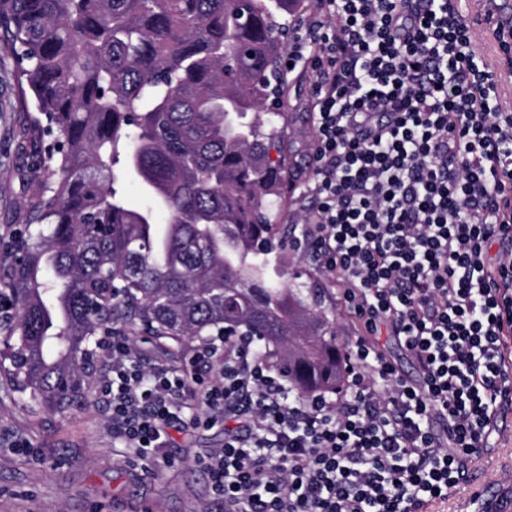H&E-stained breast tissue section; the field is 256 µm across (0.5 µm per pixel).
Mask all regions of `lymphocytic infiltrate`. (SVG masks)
<instances>
[{
  "label": "lymphocytic infiltrate",
  "instance_id": "lymphocytic-infiltrate-1",
  "mask_svg": "<svg viewBox=\"0 0 512 512\" xmlns=\"http://www.w3.org/2000/svg\"><path fill=\"white\" fill-rule=\"evenodd\" d=\"M288 60L314 125L301 245L360 328L344 394L293 399L245 342L147 372L123 336L96 393L141 461L167 459L173 424L224 421L197 459L224 512H426L512 405V113L453 0H316ZM385 326L418 380L376 344Z\"/></svg>",
  "mask_w": 512,
  "mask_h": 512
}]
</instances>
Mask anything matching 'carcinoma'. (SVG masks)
<instances>
[{
    "label": "carcinoma",
    "instance_id": "carcinoma-1",
    "mask_svg": "<svg viewBox=\"0 0 512 512\" xmlns=\"http://www.w3.org/2000/svg\"><path fill=\"white\" fill-rule=\"evenodd\" d=\"M0 0L33 185L0 274V390L34 419L89 403L95 337L257 341L302 398L343 386L335 310L270 274L289 243L273 110L312 0ZM122 166L148 198L114 187Z\"/></svg>",
    "mask_w": 512,
    "mask_h": 512
}]
</instances>
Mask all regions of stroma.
Wrapping results in <instances>:
<instances>
[{
    "mask_svg": "<svg viewBox=\"0 0 512 512\" xmlns=\"http://www.w3.org/2000/svg\"><path fill=\"white\" fill-rule=\"evenodd\" d=\"M16 61L0 59V235L22 228L29 188L16 169L26 149L19 137L22 117L16 109L13 72ZM307 91L297 73L281 89V110L291 120L294 143V186L278 208L283 230H293L309 176L305 151L314 129L307 109ZM283 266L302 265L309 287L324 292L336 310L343 342L357 334L355 319L345 308L339 279L308 268L302 251L289 250ZM112 416L102 401L66 416L31 420L12 395L0 391V512H224V503L211 491L210 480L196 459L222 448L224 426L176 430L168 453L173 465L131 460L126 448L112 439ZM36 451L17 450L20 442ZM491 448L472 468V481L462 484L447 501L430 512H469L472 495L486 487L512 491V408L502 407L490 438Z\"/></svg>",
    "mask_w": 512,
    "mask_h": 512,
    "instance_id": "1",
    "label": "stroma"
}]
</instances>
